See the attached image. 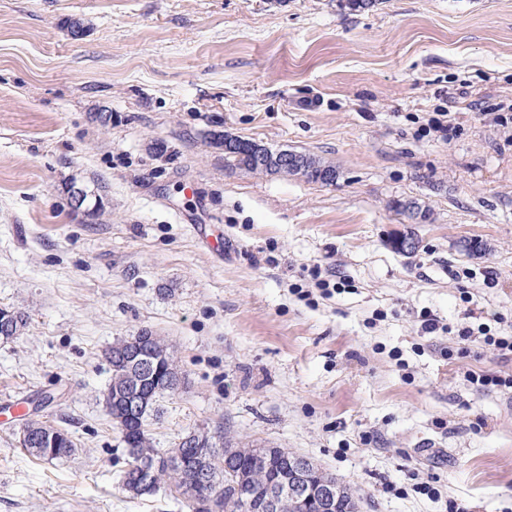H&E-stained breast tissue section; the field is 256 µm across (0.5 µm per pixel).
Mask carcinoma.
I'll list each match as a JSON object with an SVG mask.
<instances>
[{"label":"carcinoma","mask_w":512,"mask_h":512,"mask_svg":"<svg viewBox=\"0 0 512 512\" xmlns=\"http://www.w3.org/2000/svg\"><path fill=\"white\" fill-rule=\"evenodd\" d=\"M254 145H256L254 141L240 139L234 149L224 152V160L228 165L245 172L282 177L301 176L309 182L326 186L335 184L339 178V171L333 162L303 152L299 153L302 160V165L299 167L288 166L275 161L259 164L251 153V148ZM394 209L398 214L414 221L425 222L430 219L429 207L416 199L399 200L395 202ZM10 323V331L6 333L0 331V340L3 342L20 335L27 326V319L22 312L14 310ZM127 343L128 339H120L113 343L105 354L109 370L112 373L111 383L104 394L106 398L116 399L125 391L130 365L129 356L126 354ZM177 373H179L178 366L173 365L170 367V371L158 377L147 373L141 379L144 393L149 395L143 416H128L125 409L118 403L112 404V409L108 410L112 422L127 449L128 460L121 475V485L125 491L131 493L134 497L154 494V490L128 481L126 477L133 467L149 462L161 453L160 449L151 445L146 431V421L149 413L156 410L159 396L169 392V388L165 385L166 377ZM19 444L28 454L43 461L69 457L75 451V443L69 433L47 423H25L19 433ZM215 446L218 447L219 457L222 458L228 455L234 465L243 469L250 466V448H252V445L221 434L217 436ZM171 452L183 459V469L179 473H162L155 479V483L167 482L177 491H181L193 483L196 490L195 496L214 498L216 505L222 509V512H242L236 498V490L232 486L234 480L224 476L223 463L215 464V483L209 486L200 485L195 483L196 449L177 442Z\"/></svg>","instance_id":"obj_1"}]
</instances>
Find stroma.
Here are the masks:
<instances>
[{
  "mask_svg": "<svg viewBox=\"0 0 512 512\" xmlns=\"http://www.w3.org/2000/svg\"><path fill=\"white\" fill-rule=\"evenodd\" d=\"M224 132L341 176L240 171ZM0 308L28 317L0 342V403L28 401L0 412V512H189L120 487L105 352L143 328L185 376L155 447L221 426L309 457L360 512H512V388L464 378L512 362L422 326L512 336V0H0ZM30 420L75 454L28 455Z\"/></svg>",
  "mask_w": 512,
  "mask_h": 512,
  "instance_id": "35a3bbf8",
  "label": "stroma"
}]
</instances>
